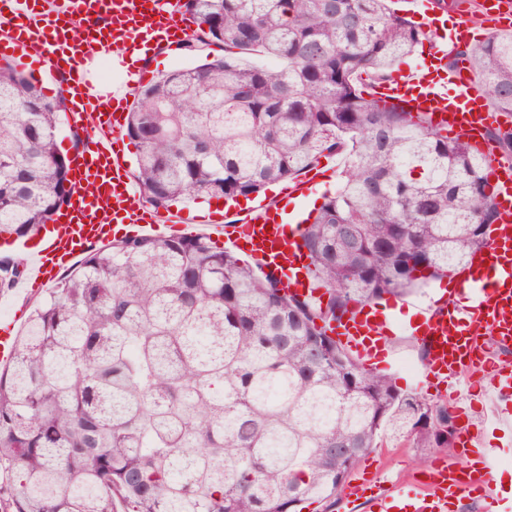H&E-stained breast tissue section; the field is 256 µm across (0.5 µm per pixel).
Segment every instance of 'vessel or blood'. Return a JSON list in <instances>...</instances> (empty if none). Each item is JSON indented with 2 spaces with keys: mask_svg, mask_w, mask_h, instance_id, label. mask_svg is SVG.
I'll return each mask as SVG.
<instances>
[{
  "mask_svg": "<svg viewBox=\"0 0 512 512\" xmlns=\"http://www.w3.org/2000/svg\"><path fill=\"white\" fill-rule=\"evenodd\" d=\"M431 27L444 28V15L430 0ZM487 29L512 28V0H480ZM96 25L97 45L112 47V62L123 66L128 45L152 42L179 43L188 35L178 0H0V51L33 54L60 71L70 97L69 126L85 130L81 149L72 158V198L42 232V245L29 252L27 274L17 284L16 295L30 297L85 249L109 239V223L100 217L102 204H110L111 221L134 225L136 235L161 229L162 216L145 209L134 192L125 167L120 133L130 92L146 73L125 74L122 90L93 86L91 70L97 60L83 41L68 37V27L84 22ZM445 33L428 58L413 70L394 73L372 85L375 98L425 113L433 125L487 155L494 179L499 220L486 247L461 271L455 288L444 301L420 313L411 334L425 348L415 376L417 386L437 381L447 384L446 399L463 421L457 456L470 457L461 468L438 455L427 465L413 512H448L454 502L480 492L495 496L493 472L498 461L512 454V437L498 450H479L482 427L494 423L512 434V158L496 151L486 133L501 115L492 110L482 86L466 62L449 66L448 53L467 41L462 26ZM272 205L253 208L236 224L210 225L211 234L245 253L261 271H275L287 292L314 300L313 290L301 275L303 255L299 233H286ZM332 333L364 363L386 354L396 334L393 323H372L365 309L352 308ZM467 377V390L456 382ZM362 502L367 512H402L395 491L353 480L344 504Z\"/></svg>",
  "mask_w": 512,
  "mask_h": 512,
  "instance_id": "1",
  "label": "vessel or blood"
}]
</instances>
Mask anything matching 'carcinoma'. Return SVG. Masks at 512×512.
I'll return each instance as SVG.
<instances>
[{
	"instance_id": "carcinoma-1",
	"label": "carcinoma",
	"mask_w": 512,
	"mask_h": 512,
	"mask_svg": "<svg viewBox=\"0 0 512 512\" xmlns=\"http://www.w3.org/2000/svg\"><path fill=\"white\" fill-rule=\"evenodd\" d=\"M181 8L198 22L184 50L204 60L138 89L125 134L142 199L234 202L341 157L340 184L301 231L326 304L206 234L90 250L0 371L7 512H301L336 497L385 430L453 447L447 405L401 393L327 334L353 306L463 269L498 220L487 156L369 90L428 34L388 0ZM457 55L512 121V32ZM62 106L0 63V236L36 233L71 200ZM488 139L512 154V126ZM22 274L0 255L1 292Z\"/></svg>"
}]
</instances>
